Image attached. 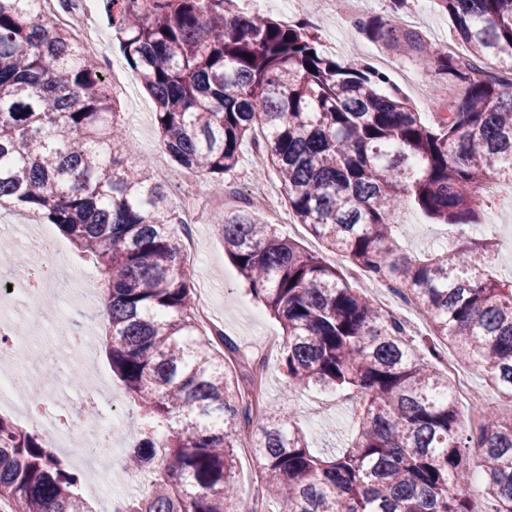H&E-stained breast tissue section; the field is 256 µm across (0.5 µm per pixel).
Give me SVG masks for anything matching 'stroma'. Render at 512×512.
<instances>
[{"label":"stroma","mask_w":512,"mask_h":512,"mask_svg":"<svg viewBox=\"0 0 512 512\" xmlns=\"http://www.w3.org/2000/svg\"><path fill=\"white\" fill-rule=\"evenodd\" d=\"M399 24L405 28L420 30L431 43L437 46L448 44L450 23L439 11L434 0H407ZM321 49L339 58H353L363 62L372 59L389 61L386 74L391 84L408 97L411 105L421 116H428L430 97L440 91L442 97L456 96L454 86L438 84L436 78L422 69L409 56L386 49L382 44L369 40L353 26L330 18L321 27L315 28ZM109 52L123 76L124 81L115 95L123 112V122L128 137L138 155L147 158L155 175L161 180H172L178 169L164 149L154 125V105L143 89L134 71L121 54L116 38L108 40ZM256 153L252 144H244L241 161L236 174L224 181L199 179V199L206 216L194 224L196 250L191 257V269L196 286L209 290L211 312L225 334L242 349L262 357L265 361L264 402L279 405L290 403L293 419L306 435L310 448L318 454L330 455L348 446L355 432L357 398L339 392L310 389L301 393L290 392L287 379L280 364L282 328L244 286L236 268L224 254V245L214 232L210 215L224 201L226 187L237 189L238 197L248 195L247 180H240V173L256 177ZM512 213V195L493 197L485 211V223L494 225V246L489 253V269L503 277L512 275V237L508 236L501 223L502 215ZM401 224L396 229L397 242L402 251L417 257L428 256L435 241H446L450 233L446 226L433 223L415 206L409 205L401 212ZM53 240L63 245L67 255L66 266L60 267V278L70 282V293L61 294L48 289L40 295L41 325L31 336L27 346L26 375L41 373L40 349L45 345L59 347L60 352L52 390L58 394L57 405L64 408L82 399L84 392L97 390L99 382H106L109 391L107 405L101 406L96 417H81L76 426L77 435L72 455L93 459L95 463L108 461L115 455H124L133 447L134 439L116 434L110 446L90 447L91 430L112 426L114 420H122L132 429H139L140 419L135 406L121 383L113 375L104 352L105 319L100 298L85 300L81 293L83 279H97L93 266L79 262L73 255L74 248L59 231L52 229ZM83 334L91 348V359L96 374L86 377L84 391L69 387L67 372L71 366L69 351L59 346L62 333ZM465 388L468 396L480 397L484 407L499 415L512 414V398L496 390L478 365H470L466 374Z\"/></svg>","instance_id":"obj_1"}]
</instances>
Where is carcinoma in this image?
Here are the masks:
<instances>
[{
    "mask_svg": "<svg viewBox=\"0 0 512 512\" xmlns=\"http://www.w3.org/2000/svg\"><path fill=\"white\" fill-rule=\"evenodd\" d=\"M99 2L182 170L222 181L243 143L258 144L297 223L369 279L393 282L439 342L512 396V278L487 270L493 225L482 223L484 183L512 182V0H435L461 54L398 27L407 0H389L388 19L358 21L460 89L446 105L433 98L444 111L430 124L384 72L319 50L306 21L247 17L232 0ZM173 193L137 157L103 71L70 30L36 0H0V207L56 225L92 259L106 357L142 420L124 465L149 472L153 490L112 512H253L235 452L253 423L276 512H473L476 483L496 512H512V416L487 411L465 434L435 351L422 355L363 289L247 201L213 216L224 252L283 329L292 389L357 392L358 432L321 457L289 410L250 400L255 375L227 367L238 345L200 331ZM408 202L453 229L450 250L419 259L398 249ZM80 482L41 432L0 414L5 512H93Z\"/></svg>",
    "mask_w": 512,
    "mask_h": 512,
    "instance_id": "1",
    "label": "carcinoma"
}]
</instances>
